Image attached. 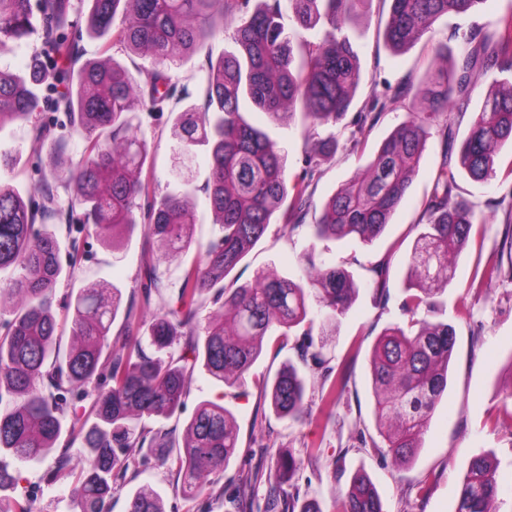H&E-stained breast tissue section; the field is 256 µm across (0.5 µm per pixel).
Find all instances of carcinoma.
I'll return each mask as SVG.
<instances>
[{"label":"carcinoma","mask_w":512,"mask_h":512,"mask_svg":"<svg viewBox=\"0 0 512 512\" xmlns=\"http://www.w3.org/2000/svg\"><path fill=\"white\" fill-rule=\"evenodd\" d=\"M84 12L76 0H0V54L33 36L41 43L23 72L0 66V131L13 122H32L41 110L45 84L62 87L63 112L82 150L71 153L45 125H35L33 153L50 147L62 175L67 205L56 187L42 181L35 194L0 178V272L12 271L0 296L14 301L11 318L0 322V491L18 482L11 463L47 458L62 434L80 441L88 466L70 467L68 452L55 458L49 481L78 485L75 512H112V491L124 483L138 460L152 455L159 465L177 464L182 492L197 498L210 489V475L224 469L238 451V430L226 406L198 403L178 443L150 422L179 413L196 365L216 381H241L262 353L266 336H295L303 363H324L308 339L315 321L337 322L359 291L348 271L319 266L314 252L292 277L259 273L250 283L224 286L272 220L293 231L314 209L309 187L321 161L336 151V140L318 128L341 123L360 83V70L343 24L365 0H90ZM485 0H390L386 46L401 53L420 41L433 64L419 80L409 79L385 98L373 96L355 113L353 148H365L377 121L376 110L404 108L407 115L381 142L366 168L352 176L321 206L308 225L314 240L356 236L371 243L391 224L407 196L432 126L442 123L445 144L429 193L422 200V230L405 256L409 284L401 309L405 325L394 324L377 337L369 355V379L381 452L397 465L411 463L421 436L448 391V369L456 333L433 319L438 298L455 277L458 257L482 223L479 206L459 192L456 173L475 182L496 176L500 150L512 147V82L485 91L458 151L451 113L467 112L481 77L512 72V11L464 35L452 56L434 39V24L449 14L477 12ZM292 14L293 34L281 18ZM104 41L105 50L146 56L150 67L135 79L113 56L82 60V34ZM230 34L234 52L214 57L210 43ZM205 53L204 100L171 113L174 150L192 163L204 148L205 184L215 223L222 234L198 247V259L184 270L175 302L156 315L148 336L157 355H147L133 323L103 349L121 302L120 289L87 288L69 295L75 342L61 352L54 298L61 281L60 243L55 232L35 228L58 219L70 227L93 225L114 249L139 225L175 257L193 244L197 223L188 206L185 169L171 172L184 190L163 196L150 189L151 156L134 105L147 112L177 90L171 70L182 58ZM249 99L277 121L295 118L305 144L304 167L288 175V153L241 110ZM502 246L507 257L488 262L480 282L512 279V234ZM508 263H503V260ZM389 266L373 268L370 287L389 293ZM213 295L219 318L198 319V301ZM321 400L333 407L345 392L344 374L325 375ZM93 387L90 417L66 422L65 397L73 387ZM305 380L290 364L268 390L277 414L302 421ZM303 464L293 453L275 452L264 512H322L283 489ZM497 463L471 459L457 492L455 512H497ZM127 512H163L161 496L137 490ZM337 512H383L375 484L356 472Z\"/></svg>","instance_id":"1"}]
</instances>
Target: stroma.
I'll return each mask as SVG.
<instances>
[{"mask_svg": "<svg viewBox=\"0 0 512 512\" xmlns=\"http://www.w3.org/2000/svg\"><path fill=\"white\" fill-rule=\"evenodd\" d=\"M512 6V0H485L479 14L448 16L435 25L436 39L447 42L450 50L462 48V35L470 28L486 24ZM389 15L387 0H365L346 27L361 72V83L351 109L360 111L373 94L393 93L408 77L423 75L430 60L422 45L403 53H392L383 40ZM204 54H196L173 70L188 100L166 101L162 111L142 112L138 118L146 134L154 159L152 188L162 194L172 188L170 172L176 162L169 121L170 112L185 104H202L200 82ZM243 109L253 124L261 127L288 152V170L295 173L303 166V139L297 122L271 120L251 103ZM405 117L404 109L383 111L368 139L365 151L352 148L349 127L337 131L338 149L322 162L310 186L314 204H321L354 173L362 168L370 154ZM442 134L433 128L432 137L420 164L411 191L393 217L385 233L370 244L348 236L340 240L312 243L307 227L288 230L281 224L270 225L264 237L226 279V286L244 284L261 270L283 276L295 275L307 252L317 260L342 267L359 283V294L336 326L315 323L312 335L321 345L333 370H344L347 387L330 417H321V373L312 366L303 367L307 380L306 404L311 419L294 423L277 416L266 396V386L288 362L298 355L291 341L269 336L263 352L251 367L243 384H216L203 368H196L189 395L181 414L164 423L165 428L184 431L189 417L203 400L222 399L231 409L239 429V451L223 471L212 474L210 491L194 500L179 492L175 464L158 466L147 459L126 485L112 498V512H126L130 493L150 486L163 498L165 512H237L229 496L237 492L243 478L255 476L252 492L264 500L268 477L273 467L272 450L283 448L303 457L295 476V488L302 495L317 498L323 512H333L335 502L346 489L349 473L365 469L382 498L385 512H454L456 492L469 460L487 455L499 466L502 490L496 506L499 512H512V398L505 389L512 383V280L504 279L484 288L472 287L478 267L495 258L502 245L508 221L512 220V150L503 149L498 158L496 178L476 183L459 176L465 197L478 203L485 222L475 243L455 260L456 275L442 297L437 319L452 324L457 343L449 366L448 392L436 409L423 437L416 459L403 468L375 448L362 445L361 436H377L374 400L371 393L368 357L377 335L390 323L402 321L401 290L406 285L405 253L418 234L422 199L430 190L441 161ZM208 175L204 158L190 166L193 192L190 204L197 224L195 239L206 243L219 233L203 190ZM63 242L61 264H68L70 252H77L78 263L69 277L59 284L56 299L65 301L71 291L101 282L121 291L123 311L116 317L112 335L123 333L125 309H132L140 327H147L153 313L165 309L178 292L183 270L197 255L189 249L168 259L162 244L136 228L120 250L104 245L91 229H66L56 225ZM389 262L390 296L379 301L368 283L371 269ZM155 265L162 280L160 292L144 295L141 274L147 265ZM318 446V457L308 459V445ZM51 460L19 465L15 487L0 492V502L33 500L37 512H74L76 489L69 480L49 482Z\"/></svg>", "mask_w": 512, "mask_h": 512, "instance_id": "obj_1", "label": "stroma"}]
</instances>
